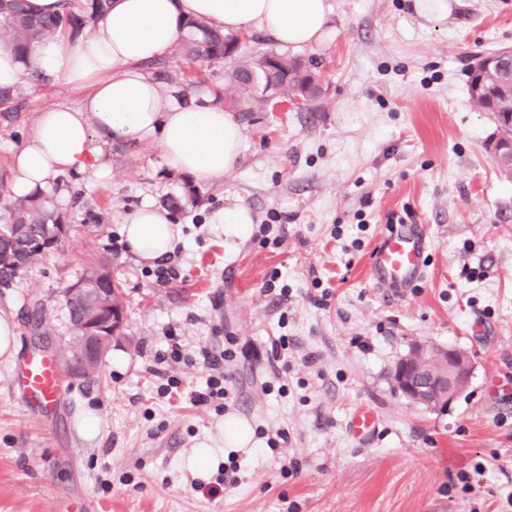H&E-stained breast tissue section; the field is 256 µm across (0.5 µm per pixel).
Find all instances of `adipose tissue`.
<instances>
[{"instance_id":"obj_1","label":"adipose tissue","mask_w":512,"mask_h":512,"mask_svg":"<svg viewBox=\"0 0 512 512\" xmlns=\"http://www.w3.org/2000/svg\"><path fill=\"white\" fill-rule=\"evenodd\" d=\"M332 11L331 0H112L77 38L39 40L23 58L0 45V88L31 78L86 91L78 105L39 112L33 136L11 159L13 197L38 194L62 175H108L99 146L115 140L152 141L168 169L223 179L241 159L242 126L208 90L189 101L179 88L161 89L143 62L170 50L196 19L230 33L258 32L283 48L317 45ZM121 234L127 250L149 263L181 240L170 215L149 202L125 218Z\"/></svg>"}]
</instances>
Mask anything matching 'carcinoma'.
I'll list each match as a JSON object with an SVG mask.
<instances>
[{"instance_id": "obj_1", "label": "carcinoma", "mask_w": 512, "mask_h": 512, "mask_svg": "<svg viewBox=\"0 0 512 512\" xmlns=\"http://www.w3.org/2000/svg\"><path fill=\"white\" fill-rule=\"evenodd\" d=\"M60 12L53 16H37L30 11L28 0H0V29L8 38L4 45L19 56L42 37L58 32L77 36L91 20L107 14L111 0H90L89 14H80L72 8V0H61ZM188 31L176 44L181 57L190 60L217 61L228 59L225 71L224 104L234 112H259L266 101L254 91L258 84L272 85L279 99L308 95L316 97L319 76L300 60L272 52H242L240 36L214 29L202 20L187 23ZM249 87L252 94L242 96L238 90ZM470 97L474 105L484 112L499 115V134L512 135V60L500 58L487 66L478 62L471 68ZM8 219L0 224V286L7 288L17 278L15 272V245L22 239L35 237L47 242V247L30 258H36L53 250L60 242L61 216L54 213L49 200L42 194L16 199L8 205ZM111 277L105 262H93L86 266L80 278L87 288L99 287L100 278ZM74 334L71 337V357L82 351L83 330L81 320L87 312V302L64 300Z\"/></svg>"}]
</instances>
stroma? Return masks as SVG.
Instances as JSON below:
<instances>
[{
  "mask_svg": "<svg viewBox=\"0 0 512 512\" xmlns=\"http://www.w3.org/2000/svg\"><path fill=\"white\" fill-rule=\"evenodd\" d=\"M447 2L441 17L415 0H332L327 40L288 52L314 64L321 95L301 111L241 116L243 155L223 180L169 171L155 143L115 142L102 148L108 178L62 176L47 189L69 233L0 288V311L16 323L15 356L0 364V512H512V174L495 158L493 114L469 94L475 63L512 47V0ZM225 68L168 53L144 65L188 97L223 90ZM21 90L0 117V177L38 112L83 96L33 80ZM146 201L182 230L165 283L120 237ZM235 207L251 217L240 237L214 221ZM396 216L431 239L425 275L404 298L369 274ZM102 258L125 293L124 327L97 374L63 378L44 416L17 378L39 353L36 314L64 360L63 292ZM170 329L184 361L162 355ZM280 336L288 347L276 353ZM417 341L474 362L447 412L390 386ZM203 347L233 351L227 401L188 398L205 388ZM170 379L178 387L161 394ZM363 406L380 431L359 442L349 420ZM90 408L101 418L92 440L80 429ZM231 416L257 445L225 451L240 465L225 487L185 462Z\"/></svg>",
  "mask_w": 512,
  "mask_h": 512,
  "instance_id": "obj_1",
  "label": "stroma"
}]
</instances>
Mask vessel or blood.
<instances>
[{"label": "vessel or blood", "instance_id": "1", "mask_svg": "<svg viewBox=\"0 0 512 512\" xmlns=\"http://www.w3.org/2000/svg\"><path fill=\"white\" fill-rule=\"evenodd\" d=\"M429 246V237L421 225H400L398 230L384 236L374 249L370 261L372 278L392 294L405 295L407 289L423 277V257ZM60 382V368L53 358L44 356L26 362L22 383L32 404L52 407L58 399ZM377 425L373 410L365 407L352 416L349 431L361 439L372 435Z\"/></svg>", "mask_w": 512, "mask_h": 512}]
</instances>
